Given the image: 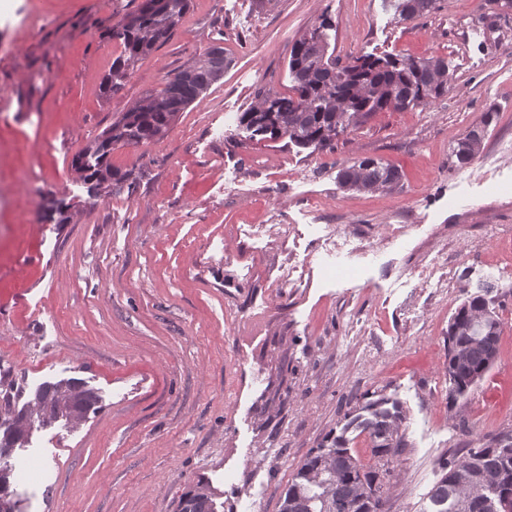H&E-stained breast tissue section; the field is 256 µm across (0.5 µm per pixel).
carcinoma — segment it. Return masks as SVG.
I'll return each mask as SVG.
<instances>
[{
    "instance_id": "1",
    "label": "carcinoma",
    "mask_w": 512,
    "mask_h": 512,
    "mask_svg": "<svg viewBox=\"0 0 512 512\" xmlns=\"http://www.w3.org/2000/svg\"><path fill=\"white\" fill-rule=\"evenodd\" d=\"M436 0H398L402 17H416L434 8ZM188 0H142L112 36L121 40L122 54L112 64L104 92L114 91L129 75L130 67L166 40L179 24ZM323 20L292 47L288 70L291 94L273 95L263 90L257 103L242 113L240 124L254 136L279 138L305 147H328L350 126L378 112L405 110L428 104L448 92V66L435 57L357 58L346 64L328 54ZM224 73V53L209 51L206 58L166 76L143 103L124 113L79 155L74 169L97 188L112 180L109 161L117 144L138 145L166 131L177 113L197 100ZM488 110L452 150L457 163L467 164L477 154L490 123ZM348 189L373 190L398 184V169L364 159L338 173ZM501 321L493 300L485 294L469 295L448 321V390L452 399L467 398L494 365L498 355ZM96 402L94 392L69 380L47 382L32 400L17 407L9 388L0 389V461L23 445L37 427L59 420L77 427ZM351 419L340 434L332 435L312 450L294 474L282 499L280 512H383L391 487V459L406 447L400 433L401 415L396 403L374 400ZM351 430L366 435L375 464L364 467L350 448ZM442 476L430 492L432 512H452L455 499L469 480L484 493L468 499L467 512H512V433L488 443L477 441L441 463ZM0 512H19L11 469L0 464ZM178 512H216L207 485L197 484L182 496Z\"/></svg>"
}]
</instances>
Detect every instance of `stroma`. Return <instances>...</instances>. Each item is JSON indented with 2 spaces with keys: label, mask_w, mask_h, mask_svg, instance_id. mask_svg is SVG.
<instances>
[{
  "label": "stroma",
  "mask_w": 512,
  "mask_h": 512,
  "mask_svg": "<svg viewBox=\"0 0 512 512\" xmlns=\"http://www.w3.org/2000/svg\"><path fill=\"white\" fill-rule=\"evenodd\" d=\"M142 0L0 8V383L17 403L72 379L79 428L34 429L9 459L22 512H279L305 456L367 402H399L407 446L385 512H428L439 464L512 432V0H189L121 87L112 32ZM330 19L341 60L439 57L452 81L334 148L251 136L258 90L291 92L292 45ZM224 50L223 76L158 139L115 146L122 180L73 158L163 79ZM494 109L466 165L456 142ZM396 167L357 191L342 167ZM493 285L499 356L466 402L445 378L448 320ZM400 178L398 169L373 159L355 162L338 173L343 187L357 190L391 188L398 184ZM178 512H216L215 503L207 485L197 484L182 496L178 503Z\"/></svg>",
  "instance_id": "35a3bbf8"
}]
</instances>
